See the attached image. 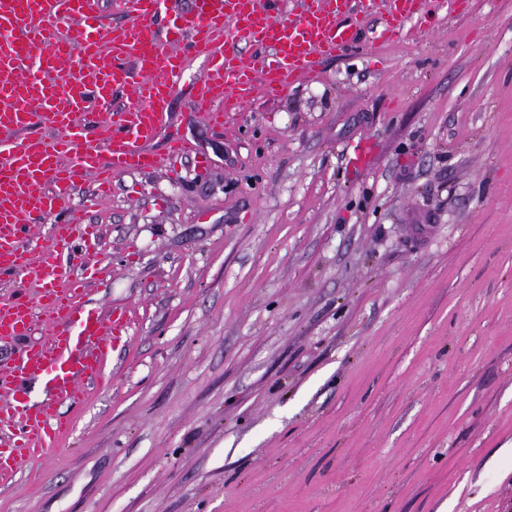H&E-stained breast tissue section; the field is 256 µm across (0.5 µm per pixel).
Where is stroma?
I'll list each match as a JSON object with an SVG mask.
<instances>
[{"instance_id":"stroma-1","label":"stroma","mask_w":512,"mask_h":512,"mask_svg":"<svg viewBox=\"0 0 512 512\" xmlns=\"http://www.w3.org/2000/svg\"><path fill=\"white\" fill-rule=\"evenodd\" d=\"M322 58L220 127L190 61L152 149L77 188L126 324L0 512H512V0Z\"/></svg>"}]
</instances>
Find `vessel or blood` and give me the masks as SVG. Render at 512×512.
Returning a JSON list of instances; mask_svg holds the SVG:
<instances>
[{
	"label": "vessel or blood",
	"instance_id": "vessel-or-blood-1",
	"mask_svg": "<svg viewBox=\"0 0 512 512\" xmlns=\"http://www.w3.org/2000/svg\"><path fill=\"white\" fill-rule=\"evenodd\" d=\"M353 0H304L293 16L286 0H192L173 37L158 28L162 0H112L127 14L122 36L102 40L98 0H0V277L21 275L36 296L0 297V339L27 336L35 318L48 341L27 349L0 383V476L41 458L69 428L58 399H78L99 381L119 317L104 319L84 300L90 267L79 278L58 249L80 241L93 249L98 230L73 208V191L94 181L109 193L121 174L166 166L192 154L173 141L151 152L172 90L187 78V58L204 74L193 114L220 125L254 92L282 96L312 74L320 59L353 49L364 17ZM385 29L401 30L423 0H388ZM264 45V60H247L238 42ZM126 95L105 100L103 91ZM51 219V243L40 242L32 215ZM40 380L45 399L28 403L15 382Z\"/></svg>",
	"mask_w": 512,
	"mask_h": 512
}]
</instances>
